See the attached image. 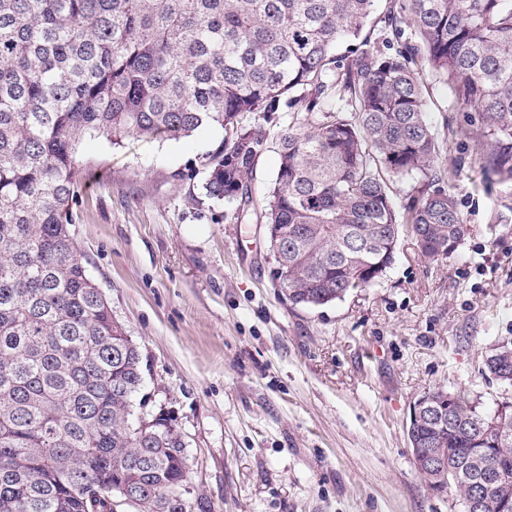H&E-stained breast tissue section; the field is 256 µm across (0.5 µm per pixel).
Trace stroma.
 I'll return each instance as SVG.
<instances>
[{"mask_svg": "<svg viewBox=\"0 0 512 512\" xmlns=\"http://www.w3.org/2000/svg\"><path fill=\"white\" fill-rule=\"evenodd\" d=\"M424 95L458 247L427 260L402 232L374 285L317 308L284 301L270 275L264 214L287 113L247 117L267 145L242 218L203 189L221 128L80 144L75 246L140 347L139 400L183 434L192 512H459L421 481L406 424L427 389L481 411L512 404L485 366L512 343V180L485 176L445 82L427 77Z\"/></svg>", "mask_w": 512, "mask_h": 512, "instance_id": "stroma-1", "label": "stroma"}]
</instances>
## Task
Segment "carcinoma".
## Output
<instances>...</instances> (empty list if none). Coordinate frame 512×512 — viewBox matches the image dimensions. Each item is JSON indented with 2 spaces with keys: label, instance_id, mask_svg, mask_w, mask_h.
<instances>
[{
  "label": "carcinoma",
  "instance_id": "1",
  "mask_svg": "<svg viewBox=\"0 0 512 512\" xmlns=\"http://www.w3.org/2000/svg\"><path fill=\"white\" fill-rule=\"evenodd\" d=\"M376 2L0 0V512H113L120 500L191 512L177 499L185 443L171 413L130 430L141 353L73 241L84 138L121 146L218 126L205 190L245 212L267 138L244 117L306 114L280 137L266 213L281 244L273 282L295 307L342 300L393 263L390 176L423 181L404 217L423 257L461 240L417 60L486 133L485 175L512 179V0H392L386 26L417 37L393 55L368 28ZM333 88L355 108L326 106ZM508 352L487 356L490 374L512 367ZM454 399L447 428L424 421L418 434L461 460L493 453L512 485V411L501 454L474 441L488 413ZM476 477L448 481L456 502Z\"/></svg>",
  "mask_w": 512,
  "mask_h": 512
}]
</instances>
